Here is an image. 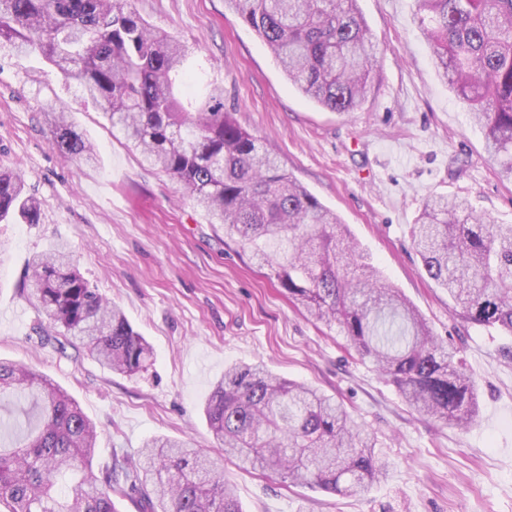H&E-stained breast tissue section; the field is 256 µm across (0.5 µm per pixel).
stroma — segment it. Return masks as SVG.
<instances>
[{
  "label": "stroma",
  "mask_w": 512,
  "mask_h": 512,
  "mask_svg": "<svg viewBox=\"0 0 512 512\" xmlns=\"http://www.w3.org/2000/svg\"><path fill=\"white\" fill-rule=\"evenodd\" d=\"M132 6L186 45L201 78L194 94L223 84L238 124L336 212L436 339L462 350L477 383V421L462 430L412 413L336 329L289 302L239 246L225 245L179 181L142 167L99 106L37 58L8 50L0 51V168L22 173L40 219L0 223V359L47 374L78 402L97 425L101 461L116 448L137 454L155 436L216 454L202 404L225 366L245 362L336 396L391 463L379 483L339 496L224 462L244 512H512L506 338L456 315L408 233L431 194L467 197L477 212L512 224V180L501 177L484 130L438 69L418 24L419 0H358L379 54L368 97L347 114L304 96L226 0ZM56 99L96 145L97 163L53 147L41 107ZM58 244L152 344L147 370L125 376L85 351L44 342V317L22 284L30 258Z\"/></svg>",
  "instance_id": "stroma-1"
}]
</instances>
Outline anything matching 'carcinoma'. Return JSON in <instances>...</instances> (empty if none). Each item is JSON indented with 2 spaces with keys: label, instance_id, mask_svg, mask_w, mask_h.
<instances>
[{
  "label": "carcinoma",
  "instance_id": "1",
  "mask_svg": "<svg viewBox=\"0 0 512 512\" xmlns=\"http://www.w3.org/2000/svg\"><path fill=\"white\" fill-rule=\"evenodd\" d=\"M226 2L322 107L352 112L366 98L376 46L357 0ZM420 24L443 78L512 178V0H420ZM3 47L38 54L102 106L142 165L181 182L225 239L268 270L292 304L336 327L412 411L463 429L476 420V381L460 350L437 342L356 244L340 247L346 226L224 111V88L198 102L183 97L184 46L152 30L131 0H0ZM42 112L62 155L97 160L65 104ZM39 216L22 175L0 172V222ZM408 232L462 318L512 337V224L434 195ZM26 278L48 319L45 335L63 333L115 373L150 364V344L61 249L29 260ZM4 393L16 409L0 416V512H118L124 500L137 512H242L223 473L188 443L153 437L142 461L114 451L95 471L96 426L52 379L0 361ZM203 412L224 456L290 485L350 496L386 475L374 436L341 403L262 364L225 368Z\"/></svg>",
  "mask_w": 512,
  "mask_h": 512
}]
</instances>
